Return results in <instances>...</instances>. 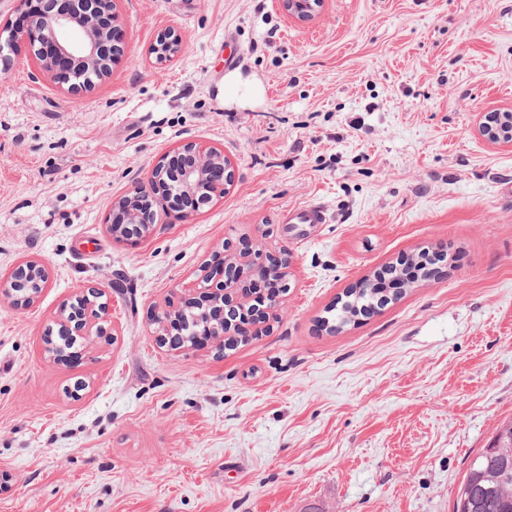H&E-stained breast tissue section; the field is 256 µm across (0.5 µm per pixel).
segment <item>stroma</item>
Wrapping results in <instances>:
<instances>
[{
  "mask_svg": "<svg viewBox=\"0 0 512 512\" xmlns=\"http://www.w3.org/2000/svg\"><path fill=\"white\" fill-rule=\"evenodd\" d=\"M124 54L90 91L0 72V274L50 271L0 300V512H453L471 460L512 419V0H117ZM173 30L188 47L160 61ZM239 58L224 69V35ZM235 179L190 219L154 196L136 245L113 201L185 142ZM321 204L325 224H288ZM95 252L78 253L79 237ZM290 253L268 330L218 349L159 346L225 243ZM448 262L331 334L319 320L384 266ZM103 291L114 338L74 363L43 337ZM283 9L298 20H309L321 7L322 0H281ZM34 268H40L44 272L45 282L42 284V288H45L49 281V271L46 265L36 259L27 260L19 264L7 275L0 277V298L10 300L16 306H30L34 304L39 295L32 297L33 301L31 303L26 302L27 298H29L26 293L31 288L28 280L31 279V269ZM14 293L19 294L17 296Z\"/></svg>",
  "mask_w": 512,
  "mask_h": 512,
  "instance_id": "obj_1",
  "label": "stroma"
}]
</instances>
